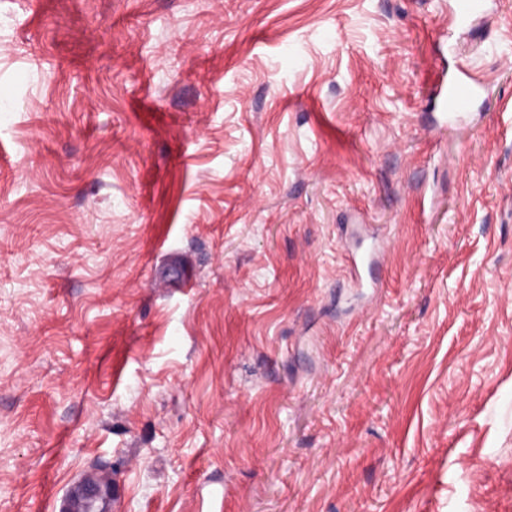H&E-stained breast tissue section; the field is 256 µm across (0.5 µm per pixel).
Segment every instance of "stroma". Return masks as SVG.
Wrapping results in <instances>:
<instances>
[{"instance_id":"obj_1","label":"stroma","mask_w":512,"mask_h":512,"mask_svg":"<svg viewBox=\"0 0 512 512\" xmlns=\"http://www.w3.org/2000/svg\"><path fill=\"white\" fill-rule=\"evenodd\" d=\"M449 2L0 0V512H512V0ZM478 87L479 83L471 70L464 65H458L457 72L448 84L442 83L439 88L446 111L450 114L467 112L477 95Z\"/></svg>"}]
</instances>
